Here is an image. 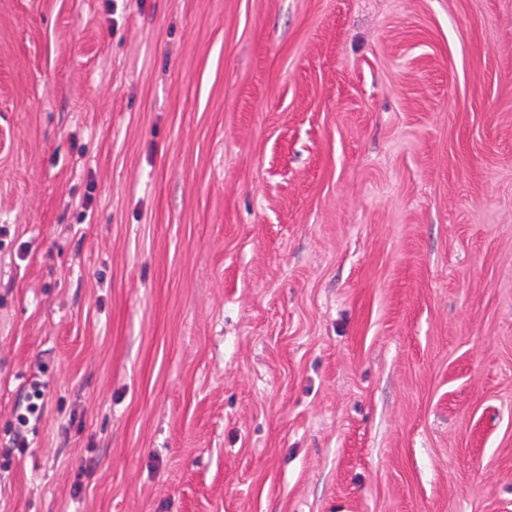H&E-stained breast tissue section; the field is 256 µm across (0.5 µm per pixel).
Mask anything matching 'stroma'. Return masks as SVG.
<instances>
[{"mask_svg": "<svg viewBox=\"0 0 512 512\" xmlns=\"http://www.w3.org/2000/svg\"><path fill=\"white\" fill-rule=\"evenodd\" d=\"M36 378L0 512H512V0H0ZM44 386L40 380H34L29 386V394L26 405L16 417L18 429L29 426L31 419L38 420L42 415V399Z\"/></svg>", "mask_w": 512, "mask_h": 512, "instance_id": "1", "label": "stroma"}]
</instances>
